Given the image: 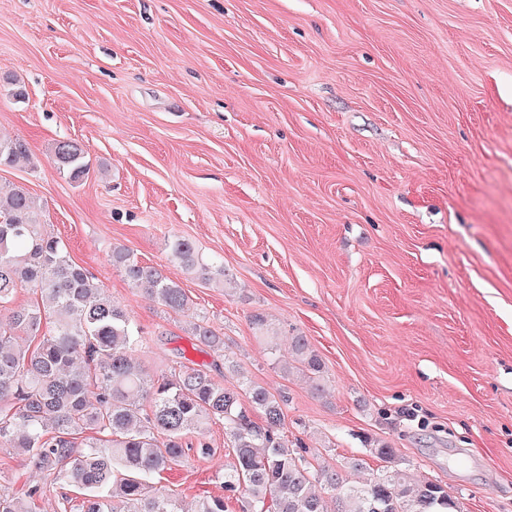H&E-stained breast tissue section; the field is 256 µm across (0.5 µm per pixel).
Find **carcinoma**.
I'll list each match as a JSON object with an SVG mask.
<instances>
[{
	"label": "carcinoma",
	"instance_id": "1",
	"mask_svg": "<svg viewBox=\"0 0 512 512\" xmlns=\"http://www.w3.org/2000/svg\"><path fill=\"white\" fill-rule=\"evenodd\" d=\"M28 157L24 139L0 134V165ZM53 161L74 180L89 171L73 139L55 142ZM167 247L188 276L211 286L231 282L224 265L191 240L173 235ZM111 262L166 311L189 310L184 289L130 249L112 248ZM24 288L35 298L17 305ZM250 323L256 338L273 342L271 320L256 314ZM188 329L200 344L224 350L205 319L191 317ZM146 347L127 311L47 232L28 192L0 183V447L80 490L82 512H184L155 479L192 434L198 455L212 456L201 436L213 423L224 424L234 453L223 489L245 498L243 512H464L446 486L410 476L385 444L374 453L386 466L366 483H346L336 468L309 461L302 444H289L285 395L253 381L224 387L191 361L154 376L142 358ZM290 350L288 358L271 347L274 367L286 376L305 370L321 390L322 364L306 337L293 336ZM39 494L37 486L0 493V512H33ZM193 512H226L224 495L201 496Z\"/></svg>",
	"mask_w": 512,
	"mask_h": 512
}]
</instances>
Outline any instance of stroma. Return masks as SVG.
<instances>
[{
  "label": "stroma",
  "instance_id": "1",
  "mask_svg": "<svg viewBox=\"0 0 512 512\" xmlns=\"http://www.w3.org/2000/svg\"><path fill=\"white\" fill-rule=\"evenodd\" d=\"M0 166L142 328L150 373L177 352L213 380L285 392V433L348 481L376 445L465 512H512V0H0ZM79 141L74 180L52 159ZM180 235L215 288L169 261ZM162 271L224 338L196 344L114 269ZM306 336L320 394L250 325ZM164 472L185 505L221 494L220 424ZM51 477L0 447V491ZM28 143L20 137L0 134V165L28 159ZM53 161L60 172L69 174L74 180L80 179L89 171V163L83 149L80 143L73 139L55 142ZM167 247L171 261L179 264L188 276L222 288L231 283V279L224 273V265L215 264L203 257L191 240L174 235L169 238Z\"/></svg>",
  "mask_w": 512,
  "mask_h": 512
}]
</instances>
